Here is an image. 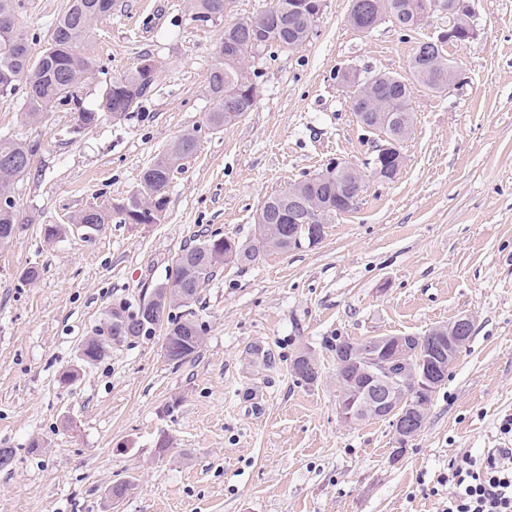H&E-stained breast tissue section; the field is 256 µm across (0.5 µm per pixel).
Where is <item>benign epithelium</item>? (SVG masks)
Returning a JSON list of instances; mask_svg holds the SVG:
<instances>
[{"label": "benign epithelium", "mask_w": 512, "mask_h": 512, "mask_svg": "<svg viewBox=\"0 0 512 512\" xmlns=\"http://www.w3.org/2000/svg\"><path fill=\"white\" fill-rule=\"evenodd\" d=\"M473 0H426L425 10L412 25L418 30L426 25L429 19L438 12L448 15V28L437 37L427 39V43L438 47L458 45V28L467 32L472 39L476 35V13L472 6ZM339 84L356 93L355 101L364 100L371 103L372 99L364 93L373 78H362L349 69H340L336 73ZM250 84L249 70L242 67L239 71L237 86L224 91V106L227 116L232 121L238 120L235 109L238 104V87ZM357 122L368 128L381 126L385 133L375 146V154L371 160L372 174L384 181L394 179L405 163L402 151L407 136L403 115L391 112H371L368 109L354 111ZM360 171L344 161L338 160L326 165L315 174L320 182L336 186V200L346 204L351 211L356 208L361 190ZM292 212L296 229L291 238L296 247L312 248L325 237L326 216L329 214L328 203L307 204L304 193L296 186L290 187ZM473 320L462 315L454 321L442 326L439 332L448 338V344H427L416 341L410 335L380 336L372 340L370 351L361 352L355 347L346 350V360L340 362L338 379L341 381L347 399L341 402L340 411L343 419L350 423L362 420V416L371 414L383 416L393 423L397 439L404 443L414 437L423 427L429 403L425 399L432 398L448 377V368L457 359L460 350L467 343L472 333ZM363 363L367 366L370 380L361 384L356 377L344 374L350 363Z\"/></svg>", "instance_id": "7a95c632"}]
</instances>
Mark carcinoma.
I'll use <instances>...</instances> for the list:
<instances>
[{"label": "carcinoma", "instance_id": "carcinoma-1", "mask_svg": "<svg viewBox=\"0 0 512 512\" xmlns=\"http://www.w3.org/2000/svg\"><path fill=\"white\" fill-rule=\"evenodd\" d=\"M402 21L415 20L422 9L421 0H396ZM291 0H272L271 6L249 20H240L224 27L215 52V59L207 80V92L214 107L207 114V124L214 130L224 128V88L235 82L241 63L247 59L255 43L262 51L291 49L302 45L309 36L307 18L299 10L288 11ZM21 0H0V94L16 90L25 83V116L32 122L52 111L57 104L75 100L74 74L92 65L89 43L94 25L106 17L112 0H66L50 31L48 47L37 60L30 54L20 55L14 44H28V36L17 22ZM195 11L201 16L224 17V0H195ZM418 47L410 58L412 79L403 83L383 73L373 90V97L382 104L383 112H402L414 117L411 107L413 84H423L437 91L448 85V65L441 64L424 69ZM157 80L135 68L114 78L104 89L96 109L79 108L77 126L80 133L97 124L101 113L108 112L115 118H126L137 112L143 101L150 97ZM196 137L182 135L164 154L159 156L142 174L140 183L128 196L112 204V211L85 210L73 218L74 224L88 225V238H93L112 215L121 216L127 208L139 209L143 224H158L161 219L155 212L167 208V187L175 172L182 169L183 161L195 150ZM36 146L23 141L0 139V158L8 155L22 161L19 166L0 164V197L11 195L13 185L25 176L31 167ZM310 198L336 202V187L309 184ZM261 208L274 214L270 222L255 219L257 236L248 243L230 237L203 236L178 255L171 275L166 281L182 283L186 295L171 294L164 299L153 291H145L134 305L120 304L109 312L104 322L95 328L93 336L83 344L84 362L91 364L105 356L108 349L135 337H151L164 333V357L178 367L196 354L201 347L204 329L192 318H178L171 314L175 307H187L198 299L206 287L227 264L250 265L260 255L272 251L270 238L281 239L279 251H288V233L294 225L289 222L288 191H280L263 202ZM17 211L0 210V248L9 245L14 237Z\"/></svg>", "mask_w": 512, "mask_h": 512}]
</instances>
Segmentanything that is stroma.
<instances>
[{"instance_id":"35a3bbf8","label":"stroma","mask_w":512,"mask_h":512,"mask_svg":"<svg viewBox=\"0 0 512 512\" xmlns=\"http://www.w3.org/2000/svg\"><path fill=\"white\" fill-rule=\"evenodd\" d=\"M33 55L46 48L64 0H22ZM234 0L201 24L189 0H117L94 27L93 66L78 90L96 107L109 80L143 56L159 60L156 89L128 119L103 114L75 133L63 106L30 122L24 92L0 97V137L36 144L13 196L21 229L0 248V512H441L437 478L463 453L500 447L512 415V0H475L476 37L446 54L465 72L450 93L415 85L406 164L394 180L366 177L356 209L313 248L230 264L190 306L205 330L183 365L163 338H131L80 365L82 342L112 307L164 282L197 238L251 240L261 202L339 159L364 167L378 137L355 120L335 75L409 77L422 39L386 21L363 33L352 0H326L300 47L251 62V112L224 130L206 125V82L225 24L268 9ZM197 145L168 188L164 220H112L93 239L69 219L126 197L187 131ZM56 224L58 238L43 228ZM34 267V282L22 279ZM473 332L405 451L389 421L341 420L336 339L423 336L458 316ZM272 348L274 367L248 349ZM302 352L316 382L297 381ZM79 367L61 384V372ZM170 448L157 455L156 442ZM131 483L112 502L113 482Z\"/></svg>"}]
</instances>
